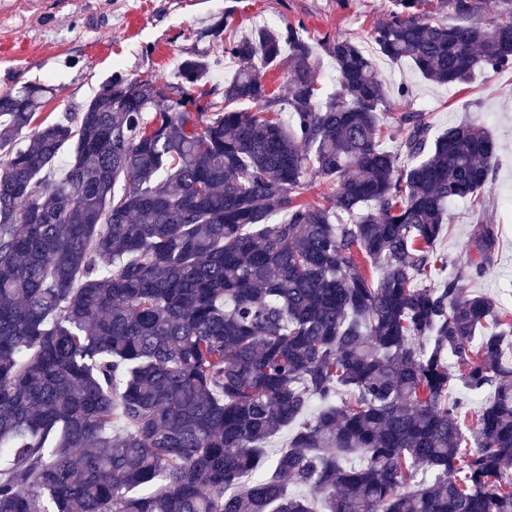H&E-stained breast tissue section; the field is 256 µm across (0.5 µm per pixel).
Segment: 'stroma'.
<instances>
[{"mask_svg":"<svg viewBox=\"0 0 512 512\" xmlns=\"http://www.w3.org/2000/svg\"><path fill=\"white\" fill-rule=\"evenodd\" d=\"M389 0H0V94L26 82L47 90L42 114L56 119L84 106L112 76H172L181 59L204 53L212 68L203 79L211 101H221L236 64L223 44L205 37L213 21L231 12L233 39L265 21L293 25L318 40L357 35L374 51L371 34L388 17ZM392 112L428 113L433 134L466 120L496 141L488 214L498 235L492 263L465 279L472 294L500 298L512 311V69L477 77L470 85L423 79L406 62L376 54ZM450 226L433 245L449 265L463 264L474 229L469 205L448 206Z\"/></svg>","mask_w":512,"mask_h":512,"instance_id":"obj_1","label":"stroma"}]
</instances>
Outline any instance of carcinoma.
Wrapping results in <instances>:
<instances>
[{
  "label": "carcinoma",
  "mask_w": 512,
  "mask_h": 512,
  "mask_svg": "<svg viewBox=\"0 0 512 512\" xmlns=\"http://www.w3.org/2000/svg\"><path fill=\"white\" fill-rule=\"evenodd\" d=\"M391 2L372 40L425 80L512 67V0H438L450 25ZM224 53L220 105L191 94L203 54L77 117L38 121L36 83L0 95V512H512V317L460 286L494 253V140L403 112L399 164L358 37L262 25ZM459 200L475 230L447 275ZM488 387L472 414L451 396Z\"/></svg>",
  "instance_id": "1"
}]
</instances>
